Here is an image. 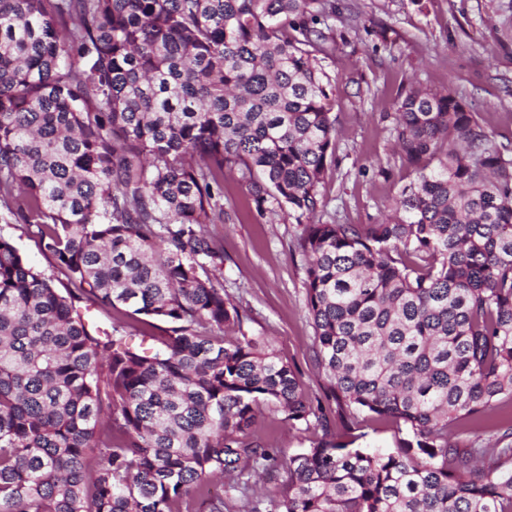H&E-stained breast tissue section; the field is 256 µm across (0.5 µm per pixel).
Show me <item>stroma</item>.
<instances>
[{
    "label": "stroma",
    "instance_id": "35a3bbf8",
    "mask_svg": "<svg viewBox=\"0 0 512 512\" xmlns=\"http://www.w3.org/2000/svg\"><path fill=\"white\" fill-rule=\"evenodd\" d=\"M324 31L336 40L323 60L335 88L336 160L320 193L323 218L375 224L388 204L415 178L395 152L396 105L417 82L452 86L496 143L512 146V42L502 39L512 12L508 0H329ZM224 252V287L239 302L250 334L266 337L278 355L297 367L310 398L323 397L325 376L313 354L314 329L305 302L307 259L298 245L302 228L282 217L257 215L236 174L224 175V221L206 227ZM10 237L39 271L64 285L39 239L21 224L0 218ZM256 436L292 454L311 432L288 425L282 413L263 409ZM344 441L391 450L399 437L393 420L359 415Z\"/></svg>",
    "mask_w": 512,
    "mask_h": 512
}]
</instances>
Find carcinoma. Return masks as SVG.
I'll list each match as a JSON object with an SVG mask.
<instances>
[{
  "label": "carcinoma",
  "instance_id": "1",
  "mask_svg": "<svg viewBox=\"0 0 512 512\" xmlns=\"http://www.w3.org/2000/svg\"><path fill=\"white\" fill-rule=\"evenodd\" d=\"M324 2L0 0V209L67 280L0 235V512H182L224 476L238 512H512V420L493 446L448 436L512 403V149L451 87L412 86L392 216L314 222L336 158ZM226 169L304 225L326 396L342 423L392 419L395 450L327 439L299 372L243 331L204 232ZM263 404L322 435L262 444Z\"/></svg>",
  "mask_w": 512,
  "mask_h": 512
}]
</instances>
